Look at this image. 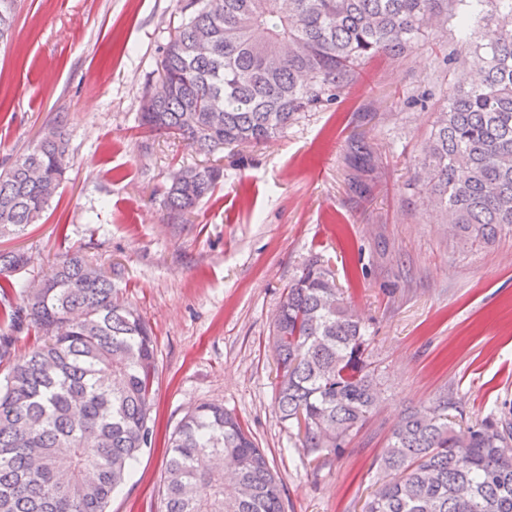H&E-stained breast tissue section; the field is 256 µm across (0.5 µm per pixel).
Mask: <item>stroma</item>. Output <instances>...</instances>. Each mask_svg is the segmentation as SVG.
Segmentation results:
<instances>
[{"label":"stroma","instance_id":"stroma-1","mask_svg":"<svg viewBox=\"0 0 512 512\" xmlns=\"http://www.w3.org/2000/svg\"><path fill=\"white\" fill-rule=\"evenodd\" d=\"M178 21L176 0H17L0 44V167L57 123L69 164L42 218L0 249L31 255L13 277L31 285L84 247L120 269L124 299L152 329L153 443L108 512H157L168 436L204 402L234 412L265 451L284 512H361L406 409L444 398L466 426L512 402V236L459 246L414 179L456 77L439 68V45L479 33L449 21L404 61H369L331 111L226 148L223 185L175 218L165 187L211 159L143 133L137 116ZM423 92L426 105H412ZM317 259L369 328L382 396L340 453L312 464L280 418L271 333L285 287Z\"/></svg>","mask_w":512,"mask_h":512}]
</instances>
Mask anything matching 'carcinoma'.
I'll return each mask as SVG.
<instances>
[{
  "label": "carcinoma",
  "mask_w": 512,
  "mask_h": 512,
  "mask_svg": "<svg viewBox=\"0 0 512 512\" xmlns=\"http://www.w3.org/2000/svg\"><path fill=\"white\" fill-rule=\"evenodd\" d=\"M14 6L0 0V37ZM177 11L159 61L169 92L142 104L139 123L205 156L266 143L300 113L330 109L367 59L402 61L452 18L484 24L465 54L442 56L476 77L448 86L419 170L459 244L512 235V0H177ZM67 155L57 124L0 172V238L41 218ZM223 181L219 165L185 169L163 206L190 214ZM30 263L0 249L3 295ZM119 275L68 250L43 288H22L19 304L0 309V362L13 333L39 336L0 382V512H107L151 445L152 332L118 297ZM272 341L281 420L313 460L341 452L377 407L381 373L365 326L318 261L289 283ZM379 470L363 512H512V403L465 427L448 419L446 399L405 412ZM282 491L221 404L197 406L168 439L160 512H283Z\"/></svg>",
  "instance_id": "carcinoma-1"
}]
</instances>
